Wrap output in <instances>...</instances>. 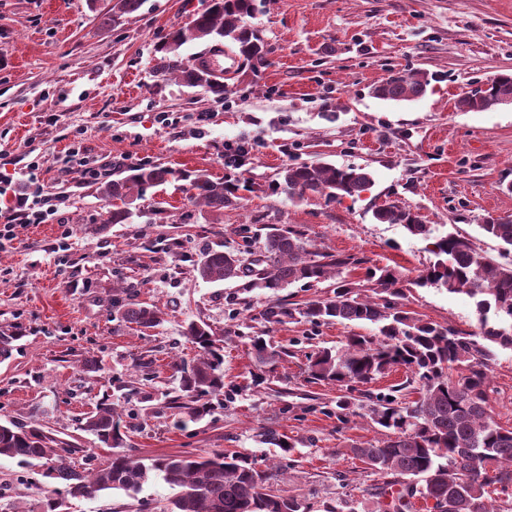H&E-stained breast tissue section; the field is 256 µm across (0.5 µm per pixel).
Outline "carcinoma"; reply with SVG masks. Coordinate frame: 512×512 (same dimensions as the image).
Wrapping results in <instances>:
<instances>
[{
  "instance_id": "cac0c4a2",
  "label": "carcinoma",
  "mask_w": 512,
  "mask_h": 512,
  "mask_svg": "<svg viewBox=\"0 0 512 512\" xmlns=\"http://www.w3.org/2000/svg\"><path fill=\"white\" fill-rule=\"evenodd\" d=\"M254 10V0H210L205 11L156 46L154 72L224 99L226 78L208 75L204 61L184 57L181 49L193 41L224 45L238 60V67L259 71L267 65L268 50L259 32L246 22ZM429 84L424 73L396 74L375 94L387 101H414L425 95ZM500 95L512 96V74L496 75L484 96L462 99L460 107L486 111L494 108ZM171 179L190 180L192 203L212 213L220 214L237 203L234 183L143 163L100 187L111 206L106 223H125L135 201ZM371 183V174L363 168L318 162L283 168L273 190L297 200L309 193L336 200L357 196ZM375 219L401 224L427 242L435 261L415 284L474 299L479 331L464 332L414 316L402 303L401 272L368 266L363 258L317 251L297 226L268 228L263 249L251 259L211 249L196 263V272L208 282L241 280L245 289L269 293L272 303L262 317L270 324L300 317L315 324L336 321L377 327L376 336H350L335 351L323 349L307 356L311 380L364 385L402 366L408 375L395 391L412 386L417 390L418 397L407 403L364 394L365 417L384 433L373 443H354L347 451L378 478L377 512H414L417 499L427 512H512V428L494 419L489 397L495 347L512 348V220H486L480 225L485 236L501 245L503 260L492 262L470 237L457 232L437 235L433 226L422 223L409 209L384 206L375 212ZM361 265L365 266L362 280L343 277ZM332 279V295L310 299L300 307H290L278 297L279 291L292 285L311 288ZM124 318L145 329L162 322L157 307L145 302L127 304ZM183 336L197 349L198 357L191 367L181 369L179 408L199 417L205 411L203 398L224 388V340L196 321L186 324ZM22 337L18 328L0 333V360L12 356L15 342ZM250 345L262 363L280 358L281 351L262 336L250 337ZM452 368L459 370L455 379L448 377ZM80 425L112 449L107 462L78 470L59 452L68 443L19 423L0 424V458L20 465L43 462L47 466L43 475L63 484L73 497L107 490L134 496L156 476L177 491L165 512H309L304 499L283 494L271 483V474L257 469L240 452L215 450L148 463L130 457L121 451L124 433L107 398ZM492 492L497 499L491 498Z\"/></svg>"
}]
</instances>
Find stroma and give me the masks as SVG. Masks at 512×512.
Listing matches in <instances>:
<instances>
[{"label": "stroma", "mask_w": 512, "mask_h": 512, "mask_svg": "<svg viewBox=\"0 0 512 512\" xmlns=\"http://www.w3.org/2000/svg\"><path fill=\"white\" fill-rule=\"evenodd\" d=\"M113 3L0 0V211L35 191L50 212L46 223H18L0 249V331H25L0 362V422L48 431L70 444L72 464L93 467L110 451L79 421L107 395L133 457L238 451L311 512L340 497L374 512L377 478L343 448L381 432L358 417V404L337 408L346 388L308 382L306 356L375 335V326L267 324L268 295L204 281L195 264L211 248L256 250L264 225H296L320 250L402 271L417 317L473 330L472 299L415 286L432 259L425 242L374 212L399 202L498 258L480 225L512 218V105L465 111L458 102L490 76L512 74V0H256L250 23L269 65L237 72L220 101L152 70L156 42L208 0H144L118 20ZM398 72L426 73V95L377 98ZM228 139L251 145L244 167L226 165ZM323 161L364 168L373 182L335 201L272 193L283 167ZM144 162L238 182L239 200L216 215L191 203L188 182L173 181L137 201L129 223H107L101 181ZM132 300L160 308L162 323L127 322ZM191 321L224 339V390L199 419L168 406L178 365L196 357L182 335ZM261 334L288 357L261 364L250 345ZM492 385V415L512 428V349L498 350ZM266 428L294 451L262 443ZM174 495L155 478L133 498L73 497L0 458V512H45L51 498L57 512H161Z\"/></svg>", "instance_id": "stroma-1"}]
</instances>
